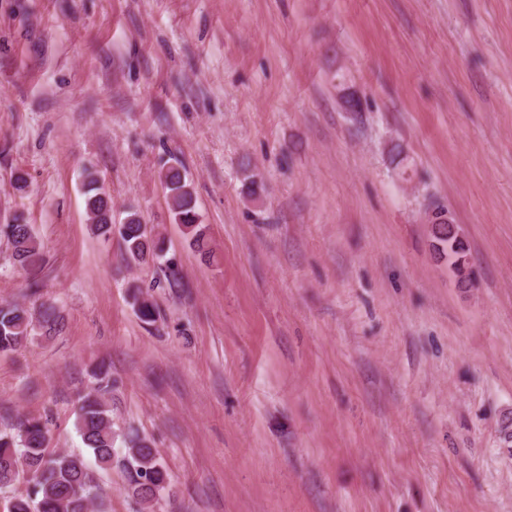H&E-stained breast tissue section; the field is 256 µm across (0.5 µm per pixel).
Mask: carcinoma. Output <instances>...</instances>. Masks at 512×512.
Listing matches in <instances>:
<instances>
[{
	"label": "carcinoma",
	"mask_w": 512,
	"mask_h": 512,
	"mask_svg": "<svg viewBox=\"0 0 512 512\" xmlns=\"http://www.w3.org/2000/svg\"><path fill=\"white\" fill-rule=\"evenodd\" d=\"M168 190L173 220L182 225L190 245L203 257L212 250L205 228L200 223L196 199L186 180L183 166L171 164L159 172ZM85 209L94 233L108 237L118 235L123 244L125 260L134 265L150 262L162 266L165 280L180 282V269L173 258L166 257L163 240L143 230L138 212L127 211L120 224L112 223V204L95 173L87 170L83 176ZM0 234L13 248V260L22 269L29 268L41 256L43 244L32 225L17 218L11 224H1ZM436 248L448 256V268L459 282L470 280L472 270L467 258V245L455 225L438 221L434 227ZM129 298L136 315L145 324L156 322V307L151 294L136 284L129 286ZM62 318L52 304H41L38 314L12 302H0V352H12L36 337H50L60 331ZM92 385L77 396L76 430L85 447L89 448L101 468L122 465L128 478V491L140 503L153 508L168 487V473L153 442L134 431L114 429L112 409L107 395L117 385L109 371L99 366L92 372ZM50 428L40 417H25L16 432L0 436V489L26 479L29 493L13 496L7 501V512H90L98 500L99 485L84 459L48 451ZM23 461L19 472L5 460Z\"/></svg>",
	"instance_id": "obj_1"
}]
</instances>
